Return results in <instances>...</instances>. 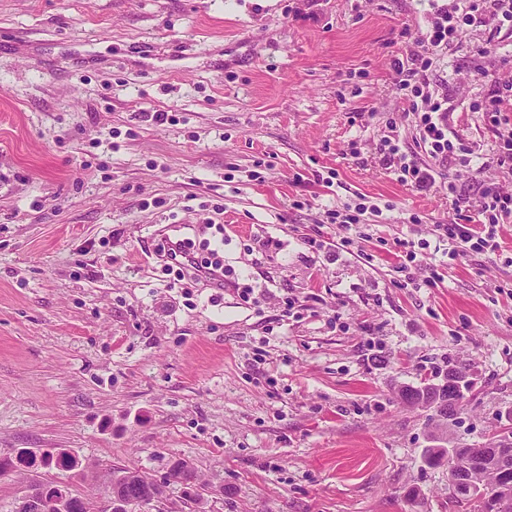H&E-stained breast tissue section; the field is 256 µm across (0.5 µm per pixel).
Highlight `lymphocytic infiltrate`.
<instances>
[{
	"label": "lymphocytic infiltrate",
	"mask_w": 512,
	"mask_h": 512,
	"mask_svg": "<svg viewBox=\"0 0 512 512\" xmlns=\"http://www.w3.org/2000/svg\"><path fill=\"white\" fill-rule=\"evenodd\" d=\"M505 29H512V0H439L424 27L417 30L416 41L424 47V54L412 53L394 59L393 69L401 78L399 89L404 113L411 116L433 160L429 166L419 164L409 159L398 135L385 137L378 148L380 160L396 174L400 183L428 191L436 186L439 168L460 166L474 171L479 168L471 147L463 140L450 139L448 114L452 107L448 94L436 89L429 79L440 51L469 30L490 35L479 50L488 61L487 69L481 72L487 90L471 103L470 109L481 113L490 129L499 133L497 164L512 170V80L499 75L504 58L492 40L493 35ZM448 195L456 213L454 223L441 227L443 236L452 242L449 260L474 253L498 252V226L512 218V194L483 189L481 207L473 216L469 215L456 185H449Z\"/></svg>",
	"instance_id": "f902f5d3"
}]
</instances>
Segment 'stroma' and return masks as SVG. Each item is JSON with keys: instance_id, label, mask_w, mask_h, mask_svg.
Listing matches in <instances>:
<instances>
[{"instance_id": "stroma-1", "label": "stroma", "mask_w": 512, "mask_h": 512, "mask_svg": "<svg viewBox=\"0 0 512 512\" xmlns=\"http://www.w3.org/2000/svg\"><path fill=\"white\" fill-rule=\"evenodd\" d=\"M427 10L0 0V458L49 448L84 466L1 474L0 512L35 475L98 497L110 468L163 485L141 512H472L423 454L489 447L512 423V267L446 260L447 189L403 185L376 153L392 118L429 161L391 68ZM482 39L431 74L450 135L488 162L448 177L512 193L469 109ZM154 111L168 121H139ZM358 195L392 203L390 221L327 218ZM174 224L224 226L223 289L170 287L154 251ZM420 239L439 278L402 287L401 243ZM455 365L472 385L443 436L400 392Z\"/></svg>"}]
</instances>
